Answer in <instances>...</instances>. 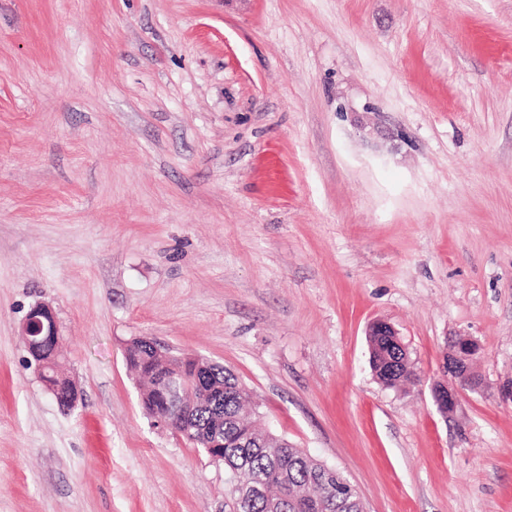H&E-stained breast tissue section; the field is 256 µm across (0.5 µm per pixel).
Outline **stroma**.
Returning <instances> with one entry per match:
<instances>
[{"label":"stroma","mask_w":512,"mask_h":512,"mask_svg":"<svg viewBox=\"0 0 512 512\" xmlns=\"http://www.w3.org/2000/svg\"><path fill=\"white\" fill-rule=\"evenodd\" d=\"M379 320L417 383L375 377ZM139 336L231 369L367 512H512V0H0V512H225ZM39 322L30 311L21 327V336L28 345L27 351L35 366H40V378L46 391L63 409L71 408L77 400L73 383L65 377L59 365V329L51 310L43 308L38 313ZM41 325V327H40ZM42 329V335H40ZM452 347L453 350L446 356L448 369L445 368V372L451 375L455 384L448 386V383L436 382L432 388L434 403L444 414L454 410L460 388L478 385L469 364L479 352L478 344L468 338H459Z\"/></svg>","instance_id":"35a3bbf8"}]
</instances>
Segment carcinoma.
<instances>
[{"instance_id": "1", "label": "carcinoma", "mask_w": 512, "mask_h": 512, "mask_svg": "<svg viewBox=\"0 0 512 512\" xmlns=\"http://www.w3.org/2000/svg\"><path fill=\"white\" fill-rule=\"evenodd\" d=\"M38 318L42 335L28 345L27 351L34 364L42 368L40 378L46 391L60 407L69 409L77 400V392L60 370L55 316L43 308ZM371 342L375 349L373 368L384 385L396 387L416 379L410 364L405 363L400 379L391 381L385 373L386 363L404 355L398 354L399 348L387 336H374ZM125 360L145 387L142 405L152 418L169 409L168 377L177 376L189 384L184 400L195 405L194 424L183 437L224 463L231 477L225 503L229 512H271L270 501L282 497L288 498V512H360L361 497L342 475L316 481V473L322 471L320 463L288 441L255 427L252 394L224 366L210 363L200 368L189 357L160 358L150 343L140 338L129 342ZM253 477L262 481L266 494L242 505L236 485Z\"/></svg>"}]
</instances>
